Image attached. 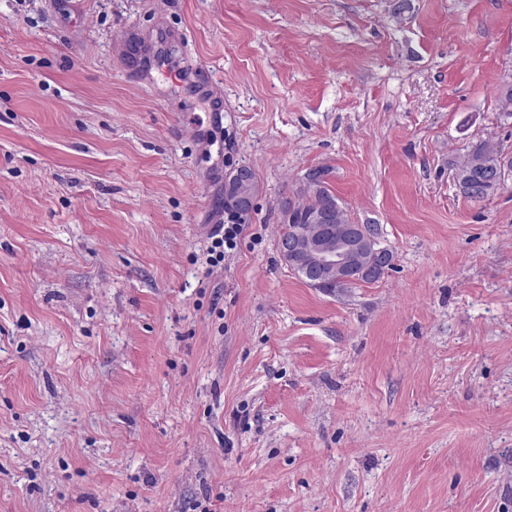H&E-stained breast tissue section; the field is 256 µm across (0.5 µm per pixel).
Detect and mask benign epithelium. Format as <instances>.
<instances>
[{
  "instance_id": "1",
  "label": "benign epithelium",
  "mask_w": 512,
  "mask_h": 512,
  "mask_svg": "<svg viewBox=\"0 0 512 512\" xmlns=\"http://www.w3.org/2000/svg\"><path fill=\"white\" fill-rule=\"evenodd\" d=\"M278 248L288 267L305 271L310 285L318 289L333 282H376L394 264V253L383 245L377 224H338L333 239L296 230L280 238Z\"/></svg>"
}]
</instances>
